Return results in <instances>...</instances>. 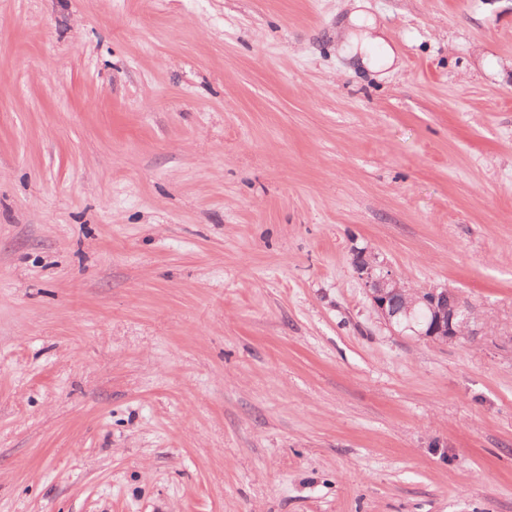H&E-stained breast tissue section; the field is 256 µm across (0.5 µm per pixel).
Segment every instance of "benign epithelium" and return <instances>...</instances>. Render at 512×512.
I'll list each match as a JSON object with an SVG mask.
<instances>
[{
    "label": "benign epithelium",
    "mask_w": 512,
    "mask_h": 512,
    "mask_svg": "<svg viewBox=\"0 0 512 512\" xmlns=\"http://www.w3.org/2000/svg\"><path fill=\"white\" fill-rule=\"evenodd\" d=\"M356 270L367 294L380 316L388 325L400 324L399 316L407 319L405 329L415 335L432 340H457L468 335L465 326L469 321V308L450 288L426 291L422 298L431 313V319L424 327L411 320V310L398 308L397 296L403 283L390 271L384 270L374 256H362L357 260Z\"/></svg>",
    "instance_id": "obj_1"
}]
</instances>
